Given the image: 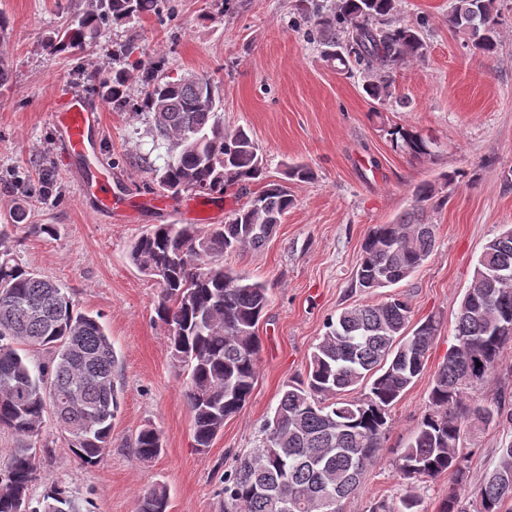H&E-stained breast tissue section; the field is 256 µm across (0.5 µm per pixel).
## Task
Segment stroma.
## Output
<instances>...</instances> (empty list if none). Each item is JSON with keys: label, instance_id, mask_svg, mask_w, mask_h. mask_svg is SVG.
Returning a JSON list of instances; mask_svg holds the SVG:
<instances>
[{"label": "stroma", "instance_id": "stroma-1", "mask_svg": "<svg viewBox=\"0 0 512 512\" xmlns=\"http://www.w3.org/2000/svg\"><path fill=\"white\" fill-rule=\"evenodd\" d=\"M457 0H397L391 25L424 19V58L392 74L384 102L363 91L360 72L336 73L321 45L298 23L299 0H175L174 16L146 15L112 23L79 51L49 52L45 41L87 0H0V63L11 71L0 85V228L22 264L63 285L75 308L100 315L112 339L120 388L112 445L96 465L80 466L53 419L43 424L41 499L48 483L64 487L76 512H137L140 496L165 485L169 512H221L224 473L249 453L272 416L284 384L304 375L327 318L348 305L371 302L355 286L361 246L376 224L412 211L435 227L425 266L395 290L407 294L413 320L435 316L440 327L427 364L435 371L454 343L456 315L484 243L512 225V0H500V47L486 57L462 45L448 26ZM134 41L144 65L166 59L163 77H209L224 102L225 130H250L266 160L269 179L304 163L312 180L290 183L294 203L260 249L226 255L224 264L266 283L269 304L258 334V377L245 407L227 419L211 446L198 449L184 401V375L170 356L168 330L155 312L159 290L129 261L132 242L154 224H191L195 215L165 205L147 206L149 166H163L166 147L156 142L147 114L102 107V130L86 153L88 167L109 174L122 199L118 215L96 213L82 193L75 165L58 160L60 136L51 119L56 96L93 92L86 72L112 70L113 42ZM403 125L435 143L431 155L413 158L393 149L387 131ZM51 171L59 186L49 197L25 196L22 182ZM462 173L448 185L443 176ZM436 185L446 206L421 202L419 184ZM262 188L234 185L221 198L202 195L209 223ZM27 220L14 221L16 207ZM52 225L49 234L34 232ZM427 378H419L391 409V427L346 512L398 502L405 493L420 512H439L447 475L406 486L397 458L428 404ZM481 403L512 412V347L493 379L471 389ZM162 436L158 457L142 461L133 448L138 432ZM512 431L489 425L469 430L471 448L461 512H476L475 491L502 441Z\"/></svg>", "mask_w": 512, "mask_h": 512}]
</instances>
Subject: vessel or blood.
Returning <instances> with one entry per match:
<instances>
[{
    "label": "vessel or blood",
    "mask_w": 512,
    "mask_h": 512,
    "mask_svg": "<svg viewBox=\"0 0 512 512\" xmlns=\"http://www.w3.org/2000/svg\"><path fill=\"white\" fill-rule=\"evenodd\" d=\"M52 120L61 131L59 154L63 161L71 162L84 156L91 130L100 128L101 109L90 104L83 95L67 92L58 97ZM90 191L98 212L108 214L114 210L112 185L107 175L96 177Z\"/></svg>",
    "instance_id": "obj_1"
}]
</instances>
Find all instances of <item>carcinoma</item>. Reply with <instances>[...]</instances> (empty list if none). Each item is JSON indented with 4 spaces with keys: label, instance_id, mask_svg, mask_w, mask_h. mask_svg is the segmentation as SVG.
<instances>
[{
    "label": "carcinoma",
    "instance_id": "obj_1",
    "mask_svg": "<svg viewBox=\"0 0 512 512\" xmlns=\"http://www.w3.org/2000/svg\"><path fill=\"white\" fill-rule=\"evenodd\" d=\"M397 0H309L311 25L336 72L367 75L365 93L391 96L390 74L424 57L418 26H391ZM174 13L172 0H89L88 8L49 39L54 52L80 50L109 20ZM448 25L467 45L497 51L495 0H457ZM132 41L112 46L125 66L88 74L97 94L115 111L151 114L154 136L164 142L163 166L147 165L155 185L171 195L222 192L239 182L264 180L263 154L245 129L224 130L219 96L209 78L163 80L155 67L130 61ZM141 86L134 103L130 82ZM390 142L414 158L434 142L415 130L392 126ZM293 203L288 186L269 182L222 224H154L131 245L132 264L159 288L156 314L168 326L173 360L186 375L184 399L193 417L195 447L208 448L250 398L261 349L256 328L268 305L262 281L224 266V254L262 247ZM435 243L434 225L405 216L374 225L361 247L356 286L372 294L424 267ZM402 295L354 304L329 320L311 353L305 375L288 381L260 445L224 473V512H343L383 447L390 409L426 371L439 321L410 325ZM456 344L430 378L427 409L397 460L399 477L449 475L468 480V430L491 423L512 427V413L474 404L467 390L489 381L504 347L512 343V226L488 239L460 302ZM44 347L49 357L30 352ZM482 366H477V363ZM112 339L100 316L81 313L60 285L22 265L0 236V428L18 447L0 459V512H72L65 490L50 484L40 508L30 491L39 474L36 445L53 403L67 408L56 419L82 466H93L112 442L119 405ZM359 395L351 399L344 395ZM162 450L159 432L142 429L134 454L149 461ZM477 512H503L512 502V440L497 448L492 469L477 491ZM406 493L396 504L378 501L372 512H418ZM166 487L139 500L138 512H168Z\"/></svg>",
    "mask_w": 512,
    "mask_h": 512
}]
</instances>
